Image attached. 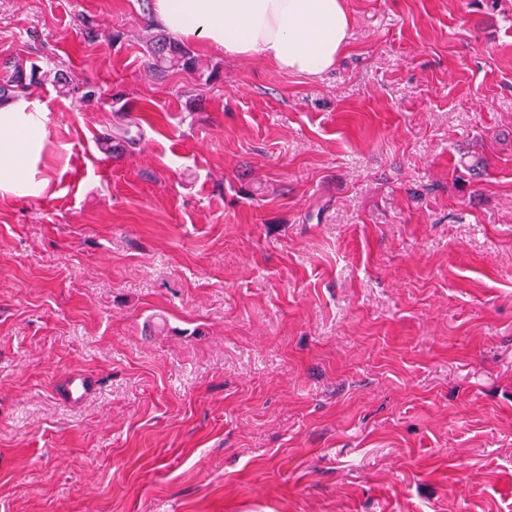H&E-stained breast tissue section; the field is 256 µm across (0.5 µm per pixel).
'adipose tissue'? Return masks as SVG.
I'll use <instances>...</instances> for the list:
<instances>
[{
    "label": "adipose tissue",
    "mask_w": 512,
    "mask_h": 512,
    "mask_svg": "<svg viewBox=\"0 0 512 512\" xmlns=\"http://www.w3.org/2000/svg\"><path fill=\"white\" fill-rule=\"evenodd\" d=\"M152 17L181 39L318 75L335 68L350 35L346 0H152ZM44 106L32 96L0 102V193L29 196L47 136Z\"/></svg>",
    "instance_id": "ef3b65f1"
}]
</instances>
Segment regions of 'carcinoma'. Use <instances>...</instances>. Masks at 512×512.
<instances>
[{"mask_svg": "<svg viewBox=\"0 0 512 512\" xmlns=\"http://www.w3.org/2000/svg\"><path fill=\"white\" fill-rule=\"evenodd\" d=\"M145 52L150 70L159 77L177 70L200 77L204 76L208 82L213 78L211 74L204 75L199 67L198 59L188 48L162 33L146 40ZM8 69L7 78L0 81V101L28 94L32 87L41 84L50 73L53 74L54 86L60 93L73 95L82 102L101 99V90L98 87L89 83L75 84L66 71L57 69L50 72L36 60L17 58L8 62ZM138 125L139 119H129V123L117 127L112 135L98 140V149L114 159L122 158L137 142V138L132 135V128Z\"/></svg>", "mask_w": 512, "mask_h": 512, "instance_id": "obj_1", "label": "carcinoma"}]
</instances>
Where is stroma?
<instances>
[{"mask_svg": "<svg viewBox=\"0 0 512 512\" xmlns=\"http://www.w3.org/2000/svg\"><path fill=\"white\" fill-rule=\"evenodd\" d=\"M347 8L332 72L195 45L194 97L138 0H0V78L106 96L36 88L0 195V512H512V0ZM145 52L150 70L158 77H164L170 71H182L198 74L201 80L204 72L198 59L183 44L162 33L155 34L145 42ZM6 64L9 74L0 81V101L8 99L0 103V193L29 196L39 185L35 164L47 136V110L26 94L52 69L45 70L38 60L24 58ZM59 93L76 96L82 102H93L101 99V90L90 83H73V80L62 69L54 71L53 81ZM124 118L129 120V123L119 126L112 130V135H109L106 139H98V149L105 155L112 157L113 159L122 158L133 145H136L137 138L132 135V127L138 128L139 118L131 117L127 113H124ZM128 117V118H127ZM112 141V149L109 146V142ZM98 389L97 380L82 373H71L62 388L63 398L69 403H81Z\"/></svg>", "mask_w": 512, "mask_h": 512, "instance_id": "35a3bbf8", "label": "stroma"}]
</instances>
